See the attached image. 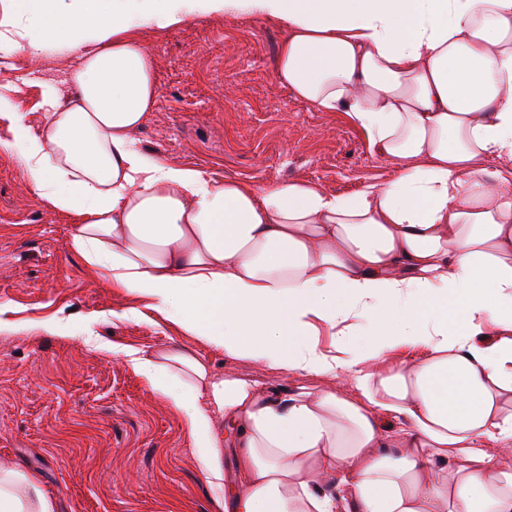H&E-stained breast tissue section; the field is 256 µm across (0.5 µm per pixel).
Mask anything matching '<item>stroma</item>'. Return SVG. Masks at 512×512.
I'll list each match as a JSON object with an SVG mask.
<instances>
[{"label": "stroma", "instance_id": "obj_1", "mask_svg": "<svg viewBox=\"0 0 512 512\" xmlns=\"http://www.w3.org/2000/svg\"><path fill=\"white\" fill-rule=\"evenodd\" d=\"M151 55L156 102L136 132L163 162L261 186L308 181L337 195L388 183L346 112H321L274 75L287 32L257 18L197 17L136 31ZM76 56L0 55V96L40 132L44 83L73 95ZM72 220L40 198L22 163L0 148V459L37 475L55 512H216L232 480L208 478L181 413L127 354L194 349L214 373L271 390L305 386L351 398L349 380L286 372L224 355L184 333L147 299L113 288L70 246ZM139 310L138 318L120 312ZM60 333L46 331V324Z\"/></svg>", "mask_w": 512, "mask_h": 512}]
</instances>
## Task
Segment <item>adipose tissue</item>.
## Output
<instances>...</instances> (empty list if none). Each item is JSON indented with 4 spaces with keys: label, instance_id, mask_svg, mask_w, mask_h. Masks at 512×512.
Wrapping results in <instances>:
<instances>
[{
    "label": "adipose tissue",
    "instance_id": "adipose-tissue-1",
    "mask_svg": "<svg viewBox=\"0 0 512 512\" xmlns=\"http://www.w3.org/2000/svg\"><path fill=\"white\" fill-rule=\"evenodd\" d=\"M219 15L286 29L277 81L348 112L395 177L339 196L141 147L157 89L133 28ZM0 39L77 53L75 95L42 88L41 132L2 97L0 128L44 203L80 217L90 267L228 356L358 392L264 391L188 348L132 356L209 478L233 449L219 512H334L335 484L348 512H512V0H7ZM317 321L339 355L311 342ZM0 512L54 504L0 465Z\"/></svg>",
    "mask_w": 512,
    "mask_h": 512
}]
</instances>
